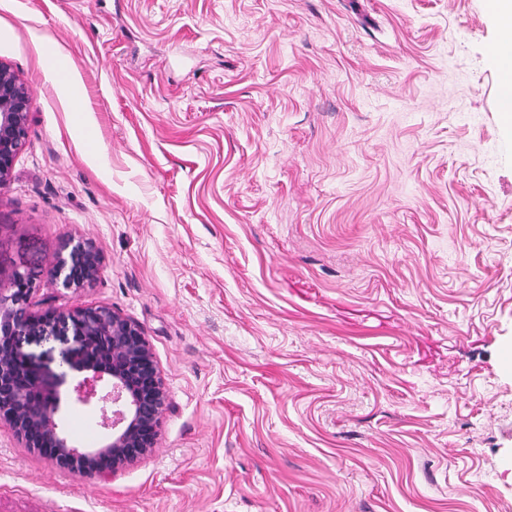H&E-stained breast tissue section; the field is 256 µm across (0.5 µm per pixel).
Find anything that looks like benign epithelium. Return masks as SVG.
Segmentation results:
<instances>
[{"label": "benign epithelium", "mask_w": 512, "mask_h": 512, "mask_svg": "<svg viewBox=\"0 0 512 512\" xmlns=\"http://www.w3.org/2000/svg\"><path fill=\"white\" fill-rule=\"evenodd\" d=\"M30 91L15 71L0 62V187L26 146ZM97 245L80 238L63 243L49 274L77 291L99 277ZM36 277L14 271L0 284V421L27 448L61 468L103 476L149 454L167 406V392L151 345L140 326L107 306H75L41 313L30 310ZM71 325L77 347L70 368L78 373L70 389L74 402L96 409L99 441L77 445L58 416L60 382L31 362L20 337Z\"/></svg>", "instance_id": "1"}]
</instances>
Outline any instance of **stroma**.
<instances>
[{"instance_id": "1", "label": "stroma", "mask_w": 512, "mask_h": 512, "mask_svg": "<svg viewBox=\"0 0 512 512\" xmlns=\"http://www.w3.org/2000/svg\"><path fill=\"white\" fill-rule=\"evenodd\" d=\"M499 32L486 0H0L31 94L0 272L135 321L168 394L104 479L0 422V512H512ZM20 343L57 374L74 338ZM101 264V253L93 241L73 239L64 242L61 250L54 256L49 274L60 281L63 288L77 291L91 286L98 279Z\"/></svg>"}]
</instances>
